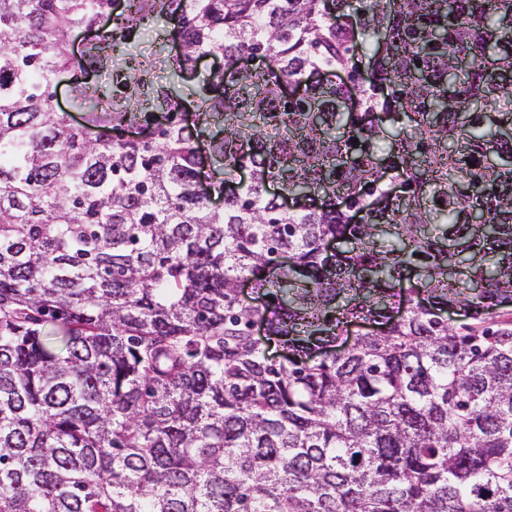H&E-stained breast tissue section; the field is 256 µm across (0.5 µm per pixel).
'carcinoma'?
I'll use <instances>...</instances> for the list:
<instances>
[{
	"instance_id": "1",
	"label": "carcinoma",
	"mask_w": 512,
	"mask_h": 512,
	"mask_svg": "<svg viewBox=\"0 0 512 512\" xmlns=\"http://www.w3.org/2000/svg\"><path fill=\"white\" fill-rule=\"evenodd\" d=\"M333 2L0 0V512H512V0ZM177 25V18L172 17L167 23H154L144 26L137 35L132 38L129 49L132 53L149 55L152 51L163 49L164 54L171 55L177 52V45L168 36L169 32ZM224 68V57L221 55L208 56L203 58L199 64L197 72L193 75L185 76L181 81V90L186 95L197 89L201 85V80L209 75L211 71ZM70 76L64 75L59 84L52 88L56 98L62 109L70 114L71 121L74 125H82L84 123L85 113L74 109L69 95L68 79Z\"/></svg>"
}]
</instances>
